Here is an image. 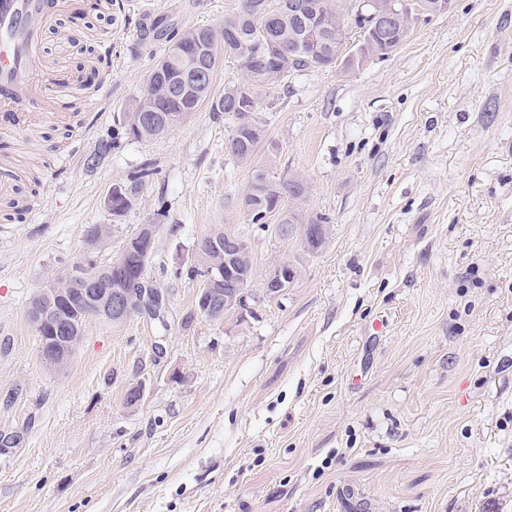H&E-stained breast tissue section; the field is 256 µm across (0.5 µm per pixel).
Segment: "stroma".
I'll return each mask as SVG.
<instances>
[{"instance_id":"1","label":"stroma","mask_w":512,"mask_h":512,"mask_svg":"<svg viewBox=\"0 0 512 512\" xmlns=\"http://www.w3.org/2000/svg\"><path fill=\"white\" fill-rule=\"evenodd\" d=\"M235 3L124 0L120 22L68 12L63 38L42 37L55 89L84 84L96 29L112 55L79 119L0 140L35 171L18 199L37 202L0 219V430L25 433L0 457V512H512V0H453L358 70L259 93V161L304 177L305 209L330 225L315 253L250 224L252 170L209 105L85 165L166 46L140 34L142 10L216 29ZM146 166L113 217L108 191ZM143 224L159 227L146 278L161 318L90 319L69 366L47 370L30 301L87 255L116 260ZM218 227L245 235L255 276L245 307L213 320L174 273ZM286 258L297 274L268 296ZM286 262H288V265L280 262L269 271L264 284L268 295H278L284 288L288 287L289 283H291L289 278L295 276L294 271L288 269V266L295 269L293 262Z\"/></svg>"}]
</instances>
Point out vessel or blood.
I'll return each mask as SVG.
<instances>
[{
  "instance_id": "obj_1",
  "label": "vessel or blood",
  "mask_w": 512,
  "mask_h": 512,
  "mask_svg": "<svg viewBox=\"0 0 512 512\" xmlns=\"http://www.w3.org/2000/svg\"><path fill=\"white\" fill-rule=\"evenodd\" d=\"M77 0H0V110L13 114L1 138L25 135L32 127L60 122L63 105L38 69L40 37L59 14L77 9ZM19 170L11 156L0 157V199L12 197Z\"/></svg>"
}]
</instances>
